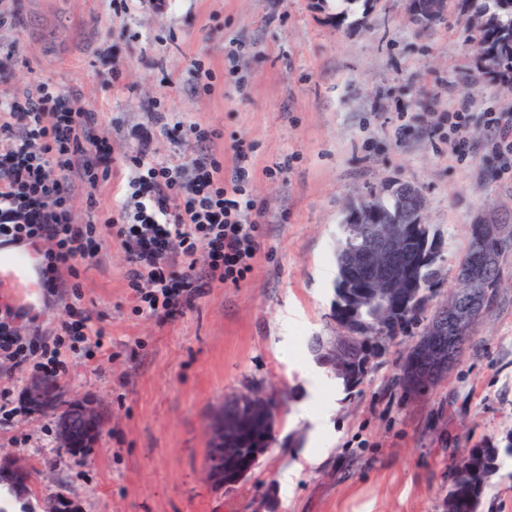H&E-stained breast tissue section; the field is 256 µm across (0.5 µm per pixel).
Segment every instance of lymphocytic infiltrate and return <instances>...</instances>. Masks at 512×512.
Segmentation results:
<instances>
[{
  "mask_svg": "<svg viewBox=\"0 0 512 512\" xmlns=\"http://www.w3.org/2000/svg\"><path fill=\"white\" fill-rule=\"evenodd\" d=\"M234 162L208 152L191 169L156 159L149 135L136 154L123 157L128 190L116 204L115 235L130 265L129 284L150 315L173 319L214 284L240 285L253 270L264 234L263 215L249 192L253 172L244 141L233 145ZM109 138L94 112L46 82L0 98V237L48 242L49 276L74 270L97 255L95 224L74 223L67 173L97 187L111 167ZM204 253L208 274L195 273ZM91 317L63 323L53 342L25 343L12 321H0V355L17 365L36 359L43 376L62 368L63 344H81Z\"/></svg>",
  "mask_w": 512,
  "mask_h": 512,
  "instance_id": "1",
  "label": "lymphocytic infiltrate"
}]
</instances>
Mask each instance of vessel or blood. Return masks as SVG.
Returning <instances> with one entry per match:
<instances>
[{
    "instance_id": "b4317fda",
    "label": "vessel or blood",
    "mask_w": 512,
    "mask_h": 512,
    "mask_svg": "<svg viewBox=\"0 0 512 512\" xmlns=\"http://www.w3.org/2000/svg\"><path fill=\"white\" fill-rule=\"evenodd\" d=\"M41 251L37 244L17 239L0 242V305L23 320L44 306Z\"/></svg>"
}]
</instances>
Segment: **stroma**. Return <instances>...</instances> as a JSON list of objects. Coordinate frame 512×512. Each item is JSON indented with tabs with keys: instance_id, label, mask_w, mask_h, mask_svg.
<instances>
[{
	"instance_id": "obj_1",
	"label": "stroma",
	"mask_w": 512,
	"mask_h": 512,
	"mask_svg": "<svg viewBox=\"0 0 512 512\" xmlns=\"http://www.w3.org/2000/svg\"><path fill=\"white\" fill-rule=\"evenodd\" d=\"M0 0V97L45 81L79 97L113 156L152 136L159 158L191 164L204 149L190 126L217 130L232 164L252 147V195L264 237L240 285L209 289L182 316L141 310L130 266L106 220L120 170L73 184L75 223L100 220L103 247L77 275L60 273L44 311L17 323L52 341L70 308L103 335L64 349L63 401L91 400L103 427L92 447L57 446L56 418L33 411L32 367L0 358V453L29 483L11 512H446L452 466L465 449L512 430V248L493 302L454 367L417 394L397 382L408 336L381 348L355 388L313 349L338 332L336 246L349 204L373 187L408 183L442 242L432 301L457 285L470 226L512 225V155L491 151L488 120L512 112V86L487 73L455 9L417 25L408 0H367L340 18L336 0ZM217 76L196 91V62ZM124 78L108 86L112 64ZM466 132H453L456 113ZM283 172L271 178L266 168ZM289 395L255 469L234 487L207 473L208 418L226 397ZM319 456L303 465L305 453ZM299 469L298 478L287 479Z\"/></svg>"
}]
</instances>
